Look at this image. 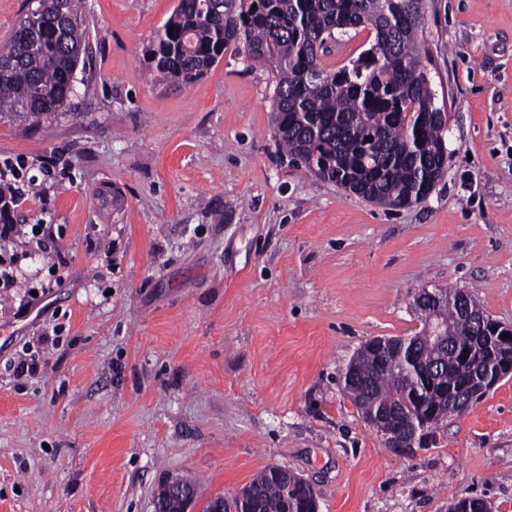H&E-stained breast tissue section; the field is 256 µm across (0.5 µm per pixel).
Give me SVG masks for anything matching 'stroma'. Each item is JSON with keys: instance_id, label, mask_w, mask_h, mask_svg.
Segmentation results:
<instances>
[{"instance_id": "stroma-1", "label": "stroma", "mask_w": 512, "mask_h": 512, "mask_svg": "<svg viewBox=\"0 0 512 512\" xmlns=\"http://www.w3.org/2000/svg\"><path fill=\"white\" fill-rule=\"evenodd\" d=\"M177 3L83 0L69 106L0 114L24 191L0 242L17 272L0 286V512H153L172 478L201 512L272 465L320 512L465 494L512 512V377L404 454L342 390L366 340L420 330V289L512 324V0H429L447 171L401 210L279 152L270 69L229 49L193 83L148 77ZM453 295H455L458 304H465L468 300L467 296L461 290L457 291L456 293L452 292L448 295L446 289L432 291H429L428 289H422L417 294L416 305L419 310L429 309L432 306L438 307L443 300L447 299L448 296L452 298Z\"/></svg>"}]
</instances>
